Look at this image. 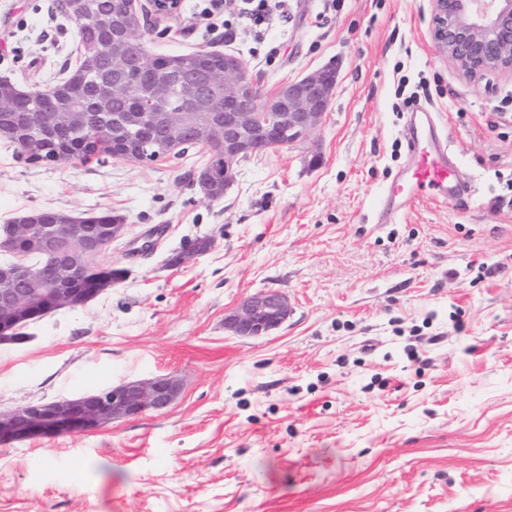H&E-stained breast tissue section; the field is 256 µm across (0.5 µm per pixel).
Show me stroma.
Masks as SVG:
<instances>
[{
    "label": "stroma",
    "mask_w": 512,
    "mask_h": 512,
    "mask_svg": "<svg viewBox=\"0 0 512 512\" xmlns=\"http://www.w3.org/2000/svg\"><path fill=\"white\" fill-rule=\"evenodd\" d=\"M208 0L150 17L147 55L240 56L263 95L326 64L305 141L242 160L222 200L192 178L211 150L148 164L34 163L0 140V224L34 209L122 215L123 280L0 345V411L172 375L164 412L0 444V512H512V77L465 78L436 49L431 0H293L264 41ZM280 46L266 60L268 42ZM52 0H0V78L40 89L78 65ZM437 112L471 185L387 223L407 108ZM153 234L148 256L129 244ZM213 239L193 263L181 243ZM273 289L267 335L224 319Z\"/></svg>",
    "instance_id": "1"
}]
</instances>
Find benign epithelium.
Wrapping results in <instances>:
<instances>
[{"label":"benign epithelium","mask_w":512,"mask_h":512,"mask_svg":"<svg viewBox=\"0 0 512 512\" xmlns=\"http://www.w3.org/2000/svg\"><path fill=\"white\" fill-rule=\"evenodd\" d=\"M67 0L72 23L79 30L102 33L124 50L110 57L109 75L91 59L85 80L95 98L112 105L113 146L119 157L140 163L134 148H144L143 130L157 127V146L171 156L193 143L224 157V169L214 165L202 182H233L235 165L253 154L287 148L319 127L336 86L333 63L284 84L271 97L261 95L243 60L224 54L222 68H197L189 76L176 64L156 68L147 87L139 89L134 63L145 56L128 48L130 36L141 32L135 0ZM432 39L439 52L469 79L489 73L512 75V0H433ZM151 105L149 112H122L118 106L134 94ZM96 117L79 101L59 107L44 98L34 107L15 98L0 99V139L24 147L27 153L52 142L66 145L64 136L90 133ZM124 224L96 228L58 211L28 216L0 226V252L12 260L0 265V343L17 339L18 330L63 307L78 308L112 287V242L123 237ZM291 312L288 299L269 289L245 298L224 325L245 337L263 336L278 328ZM179 380L157 376L111 386L75 398L27 403L0 413V444L36 437L79 435L114 421L163 412L178 398Z\"/></svg>","instance_id":"obj_1"}]
</instances>
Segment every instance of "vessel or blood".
I'll return each mask as SVG.
<instances>
[{"instance_id": "b4317fda", "label": "vessel or blood", "mask_w": 512, "mask_h": 512, "mask_svg": "<svg viewBox=\"0 0 512 512\" xmlns=\"http://www.w3.org/2000/svg\"><path fill=\"white\" fill-rule=\"evenodd\" d=\"M437 127L432 113L421 108L412 112L407 129L410 165L384 191L378 221H386L424 195L448 200L466 190L467 182L458 165L449 161L447 139L438 135Z\"/></svg>"}]
</instances>
